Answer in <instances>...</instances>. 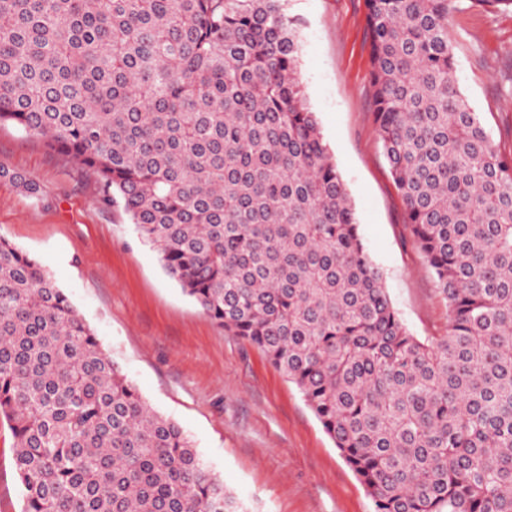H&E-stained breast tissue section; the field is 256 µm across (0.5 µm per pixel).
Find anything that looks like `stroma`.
<instances>
[{
  "label": "stroma",
  "mask_w": 512,
  "mask_h": 512,
  "mask_svg": "<svg viewBox=\"0 0 512 512\" xmlns=\"http://www.w3.org/2000/svg\"><path fill=\"white\" fill-rule=\"evenodd\" d=\"M298 71L351 195L366 251L415 336L448 330V304L413 243L372 118L365 0H288ZM450 36L460 90L512 150V9L456 0ZM0 237L37 259L155 410L193 440L208 469L254 512H373L366 489L290 383L249 343L226 335L164 272L128 214L96 200L93 177L13 126L0 167ZM12 436L0 423V512H21Z\"/></svg>",
  "instance_id": "35a3bbf8"
}]
</instances>
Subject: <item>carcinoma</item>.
Listing matches in <instances>:
<instances>
[{"label":"carcinoma","instance_id":"carcinoma-1","mask_svg":"<svg viewBox=\"0 0 512 512\" xmlns=\"http://www.w3.org/2000/svg\"><path fill=\"white\" fill-rule=\"evenodd\" d=\"M365 4L373 120L444 336L408 330L364 248L285 0H0V127L94 177L299 389L374 512H512V153L456 83L454 0ZM0 421L22 512H250L3 237Z\"/></svg>","mask_w":512,"mask_h":512}]
</instances>
